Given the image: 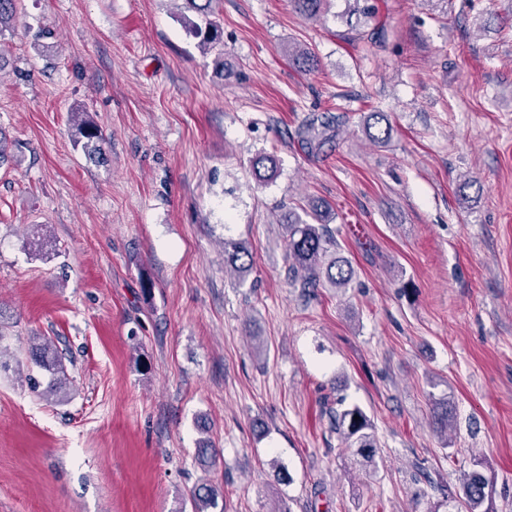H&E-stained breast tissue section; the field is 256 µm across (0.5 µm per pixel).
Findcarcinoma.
<instances>
[{
    "mask_svg": "<svg viewBox=\"0 0 512 512\" xmlns=\"http://www.w3.org/2000/svg\"><path fill=\"white\" fill-rule=\"evenodd\" d=\"M295 10L301 15L316 20L329 4V0H292ZM188 8L205 17L204 24L186 19L188 30L200 39L203 52L213 51L222 43L219 24L209 16L215 14L220 0H186ZM288 58L303 71H313L319 62L314 53L307 49H290ZM71 124L76 132L75 145L89 154L101 151L104 141L102 130L84 113L74 110L70 115ZM348 122L344 113L324 112L309 118L299 129L298 136L309 148L319 149L330 141L334 133ZM363 134L371 141L383 144L390 140L392 126L383 112H371L363 122ZM277 167L270 155L257 158L253 164L252 174L260 182H267L276 175ZM283 226L287 233L288 275L291 285L307 292L319 287L326 281L330 287L344 292L351 287L354 270L349 260L340 256L337 251L336 231L330 227V209L315 207L305 219L295 209L290 208L284 213ZM253 255L243 242L224 240V269L233 273L242 282L252 271ZM30 354L34 363L49 372L52 379L45 388L33 377L28 378L30 388L48 400L64 401L62 384L67 380L66 369L62 356L53 341L45 336H34L30 340ZM448 404L446 398L435 402L432 428L436 434L448 437ZM334 430L341 441L349 448L356 449L355 462L360 467L374 464L377 454V438L374 425L357 404L340 408L332 414ZM489 479L476 469L463 472L460 480V493L452 501L450 507L456 512H491L484 507L489 499ZM191 497L195 512H214L219 505L217 490L203 483L197 486Z\"/></svg>",
    "mask_w": 512,
    "mask_h": 512,
    "instance_id": "carcinoma-1",
    "label": "carcinoma"
}]
</instances>
